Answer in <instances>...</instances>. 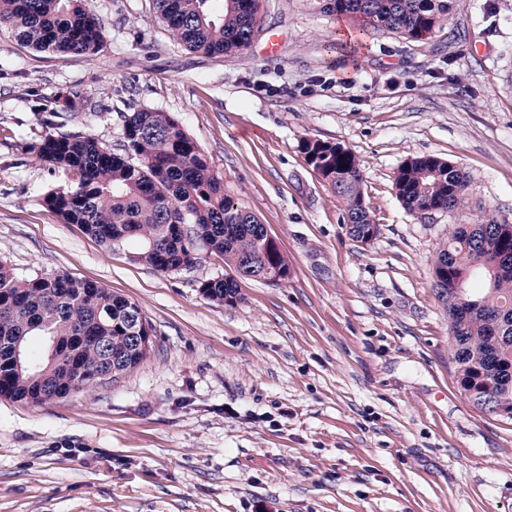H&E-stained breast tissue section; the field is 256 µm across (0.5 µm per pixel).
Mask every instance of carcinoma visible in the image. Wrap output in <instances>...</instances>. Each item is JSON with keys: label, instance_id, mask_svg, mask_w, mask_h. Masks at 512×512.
<instances>
[{"label": "carcinoma", "instance_id": "1", "mask_svg": "<svg viewBox=\"0 0 512 512\" xmlns=\"http://www.w3.org/2000/svg\"><path fill=\"white\" fill-rule=\"evenodd\" d=\"M171 40L204 56L248 47L259 29V0H153ZM325 12L359 19L363 31L399 33L419 43L451 24V0H323ZM0 24L40 51L96 56L104 27L87 0H0ZM38 153L73 173L75 185L46 192L42 205L112 248L164 273L224 258L225 274L199 282L220 305L242 300L241 284L273 269L290 274L288 257L264 246L265 225L224 195V180L198 143L168 112L123 114L112 148L90 134H48ZM301 151L344 200L354 240L379 232L364 207L359 161L336 143L306 139ZM394 186L416 213L468 204L467 177L432 156L406 160ZM497 219L451 224L434 264V288L448 316L449 351L462 394L484 412L512 413V234ZM485 288L461 292L463 277ZM154 328L141 308L69 274L20 276L0 260V399L40 406L137 368L153 351ZM29 360L33 367L19 365Z\"/></svg>", "mask_w": 512, "mask_h": 512}]
</instances>
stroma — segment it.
<instances>
[{"label":"stroma","instance_id":"1","mask_svg":"<svg viewBox=\"0 0 512 512\" xmlns=\"http://www.w3.org/2000/svg\"><path fill=\"white\" fill-rule=\"evenodd\" d=\"M88 6L106 33L90 60L0 25V259L125 296L154 349L89 392L0 400V512H512V421L461 393L433 288L449 225L512 224V0H452L456 39L354 45L355 20L319 0H261L259 34L230 57L174 43L152 0ZM75 89L86 103L66 109ZM140 109L197 141L287 255L286 281L247 282L220 305L199 284L223 275L222 258L158 272L42 206L75 181L34 150L45 113L111 146ZM306 138L359 159L369 244L349 236ZM423 155L466 173L464 212L424 217L398 200L399 166Z\"/></svg>","mask_w":512,"mask_h":512}]
</instances>
